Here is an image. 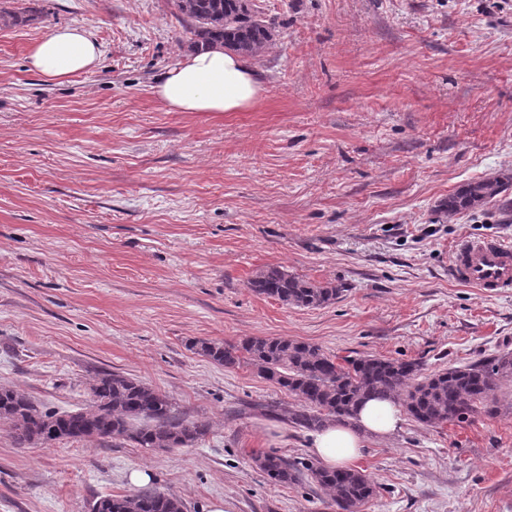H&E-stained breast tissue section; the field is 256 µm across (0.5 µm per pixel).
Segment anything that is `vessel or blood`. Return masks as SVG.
Here are the masks:
<instances>
[{"label": "vessel or blood", "instance_id": "vessel-or-blood-1", "mask_svg": "<svg viewBox=\"0 0 512 512\" xmlns=\"http://www.w3.org/2000/svg\"><path fill=\"white\" fill-rule=\"evenodd\" d=\"M448 274L487 294L511 289L512 245L494 238L462 240L454 247Z\"/></svg>", "mask_w": 512, "mask_h": 512}]
</instances>
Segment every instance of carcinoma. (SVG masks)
<instances>
[{
  "instance_id": "obj_1",
  "label": "carcinoma",
  "mask_w": 512,
  "mask_h": 512,
  "mask_svg": "<svg viewBox=\"0 0 512 512\" xmlns=\"http://www.w3.org/2000/svg\"><path fill=\"white\" fill-rule=\"evenodd\" d=\"M191 20V45L222 47L253 57L271 46L275 26L253 8L251 0H173ZM498 179L471 182L448 196L446 211L455 215L503 192ZM252 290L285 306L318 308L333 303L341 289L315 284L279 267L261 271ZM188 348L212 363L233 369L242 364L295 397L288 421L307 431L329 422L356 425L358 405L366 399H393L417 422L440 425L463 422L486 402L498 383L512 381V352L480 363L450 367L425 375L418 364L400 359L361 356L339 362L320 347L282 337L248 336L238 344L197 339ZM87 409L60 413L40 408L11 387H0V422L8 425L19 448L120 438L139 448L192 447L208 433V423L175 409L167 395L134 377L98 374L89 388ZM254 465L274 484L311 477L336 505L337 512H361L377 496L372 477L353 468L327 469L290 460L272 449L253 457ZM92 512H184L182 501L158 490L106 496Z\"/></svg>"
}]
</instances>
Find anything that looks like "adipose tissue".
<instances>
[{"instance_id":"obj_1","label":"adipose tissue","mask_w":512,"mask_h":512,"mask_svg":"<svg viewBox=\"0 0 512 512\" xmlns=\"http://www.w3.org/2000/svg\"><path fill=\"white\" fill-rule=\"evenodd\" d=\"M100 44L81 27H57L30 48L31 68L56 81L92 72ZM172 112H239L253 105L264 88L249 57L223 48H199L170 69L153 87ZM402 423L400 405L370 400L358 411L356 427L328 423L310 436L312 452L330 468L350 465L362 452L361 433L388 435Z\"/></svg>"}]
</instances>
